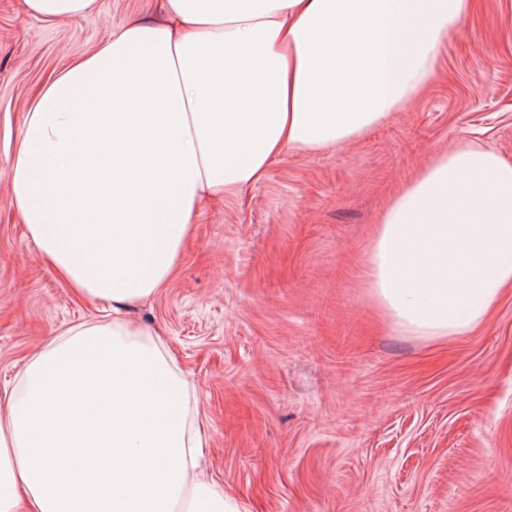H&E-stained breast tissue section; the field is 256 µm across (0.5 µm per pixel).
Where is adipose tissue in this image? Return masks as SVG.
Wrapping results in <instances>:
<instances>
[{"label": "adipose tissue", "instance_id": "1", "mask_svg": "<svg viewBox=\"0 0 512 512\" xmlns=\"http://www.w3.org/2000/svg\"><path fill=\"white\" fill-rule=\"evenodd\" d=\"M97 0H22L43 21ZM473 0H161L70 56L28 110L8 171L42 257L119 307L172 276L201 203L284 150L354 140L415 98ZM368 285L408 332L458 336L512 287V162L440 152L392 198ZM196 392L150 330L81 323L0 409V512H242L208 480Z\"/></svg>", "mask_w": 512, "mask_h": 512}]
</instances>
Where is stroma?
Wrapping results in <instances>:
<instances>
[{
  "instance_id": "obj_1",
  "label": "stroma",
  "mask_w": 512,
  "mask_h": 512,
  "mask_svg": "<svg viewBox=\"0 0 512 512\" xmlns=\"http://www.w3.org/2000/svg\"><path fill=\"white\" fill-rule=\"evenodd\" d=\"M158 0L47 24L0 0V173L66 59ZM512 161V0H475L427 88L359 138L286 150L206 201L176 277L127 310L193 383L212 480L245 512H512V290L448 338L401 331L366 286L382 210L439 152ZM112 307L78 300L0 189V394L26 360Z\"/></svg>"
}]
</instances>
